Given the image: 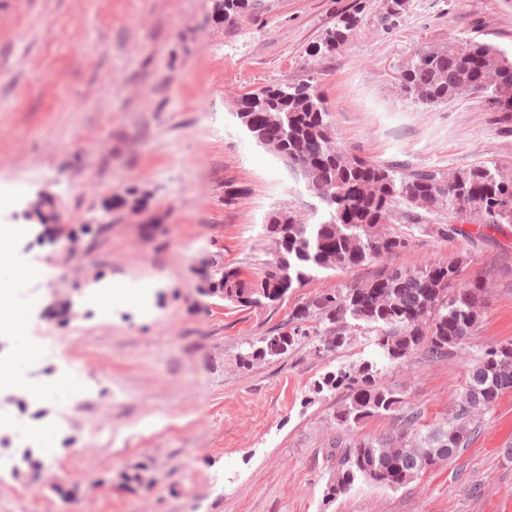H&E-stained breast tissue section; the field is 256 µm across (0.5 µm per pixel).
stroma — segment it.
Returning a JSON list of instances; mask_svg holds the SVG:
<instances>
[{"instance_id": "stroma-1", "label": "stroma", "mask_w": 512, "mask_h": 512, "mask_svg": "<svg viewBox=\"0 0 512 512\" xmlns=\"http://www.w3.org/2000/svg\"><path fill=\"white\" fill-rule=\"evenodd\" d=\"M389 3L249 0L227 21L218 0H0V225L27 224L13 264L43 269L15 285L26 317L19 336L0 340V360L33 353L24 391L0 390V460L10 463L0 512H512V391L452 461L397 490L357 481L327 503L345 394L314 384L372 358L371 337L353 334L332 353L302 338L239 366L245 341L372 266L324 272L267 308L197 291L208 261L258 279L268 214L306 217L316 203L235 118L247 92L314 73L349 153L512 170V112L471 97L423 108L397 84L420 48L477 40L512 51V0H408L397 15ZM346 14L358 20L349 41L309 57ZM44 191L80 236L71 258L27 222V202ZM109 198L118 205L107 230L82 232ZM412 237L392 265L456 261L463 279L487 284L465 357L418 353L383 370L424 430L457 403L464 358L512 341V228L473 247ZM107 286L120 293L103 310L94 293ZM59 294L69 317L52 308ZM45 332L56 352L39 345ZM65 355L83 365L81 397L66 382L43 387Z\"/></svg>"}]
</instances>
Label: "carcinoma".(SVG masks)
Here are the masks:
<instances>
[{"instance_id":"1","label":"carcinoma","mask_w":512,"mask_h":512,"mask_svg":"<svg viewBox=\"0 0 512 512\" xmlns=\"http://www.w3.org/2000/svg\"><path fill=\"white\" fill-rule=\"evenodd\" d=\"M356 26L351 14L339 18L308 56L333 53ZM398 87L418 106L437 107L474 95L489 111L501 112L505 103L512 104V57L476 40L421 49L402 66ZM235 116L261 147L288 160L319 199L322 213L313 224L289 211L272 213L265 231L276 251L255 281L242 279L235 268L224 269L228 301L269 307L323 270L363 266L408 248L406 236L376 232L380 224H407L472 244L478 238L465 229L467 224L496 232L512 227V173L487 164L451 172L405 169L351 155L336 142L330 112L313 78L248 92ZM485 292L486 282L462 279L461 265L455 262L415 267L384 263L364 281L315 293L292 313L288 330L258 344L246 342L248 349L239 355L243 367L287 352L302 337L319 352L340 348L358 330L373 336L378 360L329 372L315 390L346 392L336 421L348 430L375 416H390L401 422V429L375 439H337L326 500L346 494L359 479L399 489L453 459L475 435L481 416L512 390V341H506L486 348L467 366L463 392L448 418L421 434L403 392L380 381V360L402 363L419 351L443 360L463 350Z\"/></svg>"}]
</instances>
